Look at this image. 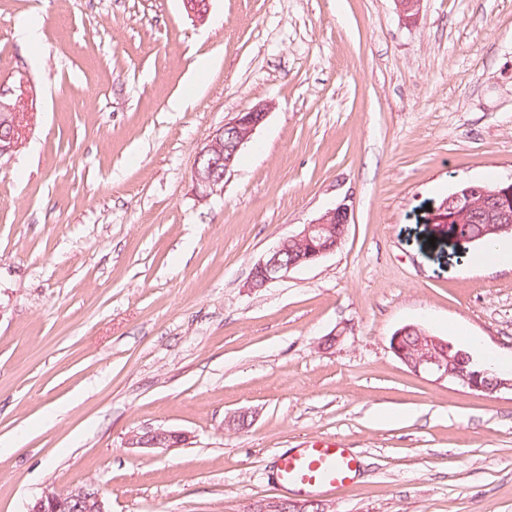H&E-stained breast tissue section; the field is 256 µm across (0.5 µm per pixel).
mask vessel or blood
I'll use <instances>...</instances> for the list:
<instances>
[{"instance_id": "1", "label": "vessel or blood", "mask_w": 512, "mask_h": 512, "mask_svg": "<svg viewBox=\"0 0 512 512\" xmlns=\"http://www.w3.org/2000/svg\"><path fill=\"white\" fill-rule=\"evenodd\" d=\"M275 468L282 488L297 493L329 492L354 480L359 461L339 441L321 439L280 455Z\"/></svg>"}]
</instances>
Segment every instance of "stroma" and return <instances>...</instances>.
I'll use <instances>...</instances> for the list:
<instances>
[{
  "label": "stroma",
  "instance_id": "35a3bbf8",
  "mask_svg": "<svg viewBox=\"0 0 512 512\" xmlns=\"http://www.w3.org/2000/svg\"><path fill=\"white\" fill-rule=\"evenodd\" d=\"M210 4L199 25L182 0H0L21 129L0 156V512L85 483L111 512H242L292 498L275 461L319 437L360 461L333 512H512V395L390 350L419 324L512 358V267L456 258L432 221L456 186L512 181V0H423L412 23L394 0ZM260 103L200 199L197 151ZM343 202L336 252L248 288ZM158 426L190 439L127 447Z\"/></svg>",
  "mask_w": 512,
  "mask_h": 512
}]
</instances>
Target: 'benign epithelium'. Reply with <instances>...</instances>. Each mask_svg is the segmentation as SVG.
Masks as SVG:
<instances>
[{"instance_id": "benign-epithelium-1", "label": "benign epithelium", "mask_w": 512, "mask_h": 512, "mask_svg": "<svg viewBox=\"0 0 512 512\" xmlns=\"http://www.w3.org/2000/svg\"><path fill=\"white\" fill-rule=\"evenodd\" d=\"M186 11L196 22L206 23L209 17V0H183ZM400 16L414 21L420 13L422 0H395ZM271 106L261 103L247 112L239 113L232 121L216 130L212 138L196 155L192 180L196 195L204 200L223 185L232 171L236 157L251 140L256 130L264 124ZM0 124L9 132L0 136V155L11 151L17 142L18 124L16 108L9 101L0 99ZM439 224H464L480 220L487 224L490 234L512 233V182L494 187L478 184L450 194L436 210ZM352 209L339 203L317 218L303 225L298 231L280 239L278 243L253 266L247 287L255 291L288 278L294 270L319 262L339 248L344 236H336V225L347 227L351 223ZM297 245L302 251L299 258H288V249ZM420 333L418 353L412 355L406 345V336ZM390 350L412 373L425 375L439 381L451 380L473 392L494 394L512 392V377L497 376L490 383L483 377L491 370H462L455 377L448 373V363L472 361L468 349L451 341L433 336L417 326H403L390 338ZM189 436L182 430L166 427L149 428L128 435L129 448H174L187 444ZM331 512L321 499H270L250 503L242 512ZM27 512H110L102 489L94 483L71 488L66 493L47 489L34 500Z\"/></svg>"}]
</instances>
